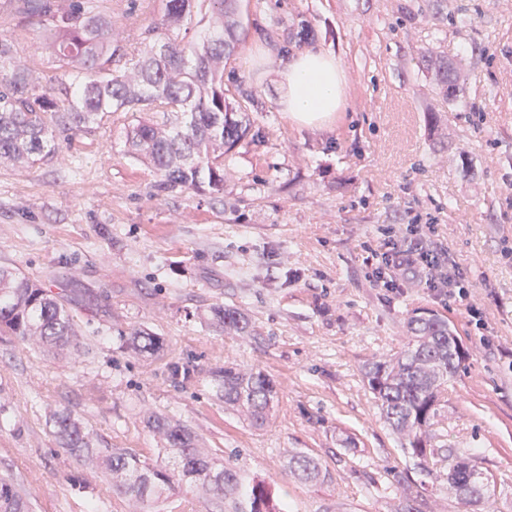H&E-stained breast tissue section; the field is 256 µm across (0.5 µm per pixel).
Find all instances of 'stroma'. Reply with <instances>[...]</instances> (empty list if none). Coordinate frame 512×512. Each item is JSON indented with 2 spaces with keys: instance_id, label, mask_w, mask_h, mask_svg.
I'll use <instances>...</instances> for the list:
<instances>
[{
  "instance_id": "1",
  "label": "stroma",
  "mask_w": 512,
  "mask_h": 512,
  "mask_svg": "<svg viewBox=\"0 0 512 512\" xmlns=\"http://www.w3.org/2000/svg\"><path fill=\"white\" fill-rule=\"evenodd\" d=\"M134 49L159 0H92ZM243 35L224 66L245 96L250 132L224 157V192L158 189L126 152L133 116L87 131L51 126L54 156L0 164V267L50 288L78 323L81 349H37L0 335V476L31 512H130L111 475L88 469L49 425L72 413L98 447L155 461L148 414L186 424L244 482L289 512H484L448 489V468L477 460L512 512V0H242ZM46 32L0 0V39L43 79L56 77ZM328 51L349 82L330 126L310 130L279 105L278 72ZM455 67L456 101L433 67ZM411 224L465 277L479 318L415 280L391 293L374 277L384 236L414 246ZM245 312L227 336L213 306ZM432 312L462 353L428 435L407 449L382 418L366 364L400 352L409 318ZM145 329L155 353L129 348ZM232 363L269 374L278 398L263 429L225 408L211 381ZM303 451L327 470L303 484ZM289 472L304 483H316L327 478V473L323 472L318 460L304 452H298L291 456Z\"/></svg>"
}]
</instances>
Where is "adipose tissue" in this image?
<instances>
[{
  "label": "adipose tissue",
  "mask_w": 512,
  "mask_h": 512,
  "mask_svg": "<svg viewBox=\"0 0 512 512\" xmlns=\"http://www.w3.org/2000/svg\"><path fill=\"white\" fill-rule=\"evenodd\" d=\"M346 84L347 75L334 54L306 52L281 71L279 104L297 125L316 130L341 110Z\"/></svg>",
  "instance_id": "obj_1"
}]
</instances>
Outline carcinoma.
<instances>
[{"mask_svg": "<svg viewBox=\"0 0 512 512\" xmlns=\"http://www.w3.org/2000/svg\"><path fill=\"white\" fill-rule=\"evenodd\" d=\"M25 13L48 23L46 49L60 70V81L44 85L32 70L13 67V45L0 39V160L25 167L55 151L51 122L61 112L77 129L98 123L109 112H161L166 120H140L126 134L128 153L150 164L163 189H200L224 193V154L246 137L248 115L224 90V62L236 51L243 30L240 0H161V18L147 26L132 51L112 41V23L89 5L71 0L57 11L52 0H22ZM124 62L120 68L115 64ZM439 97L456 100L460 89L439 68ZM213 320L231 336L253 328L240 309L218 305ZM0 333L24 343L58 350L77 343L73 315L62 300L37 282L0 267ZM409 342L392 358L365 368L381 416L408 441L412 453L427 456L426 438L440 397L460 368L461 353L448 320L435 314L412 317ZM130 345L154 352L160 338L134 329ZM224 407L244 413L261 428L277 396L276 385L260 370L226 365L212 373ZM60 444L83 456L95 469L112 475V489L133 512L164 492L184 485L238 501L236 512H288L267 508L262 485H245L230 468L217 464L187 427L150 415L147 423L163 443L165 462L153 464L121 448H98L93 436L65 411L51 415ZM289 472L299 481L327 478L318 460L298 452ZM448 487L466 503H483L494 512L491 481L477 462L448 469ZM0 512H29L13 481L0 478Z\"/></svg>", "mask_w": 512, "mask_h": 512, "instance_id": "carcinoma-1", "label": "carcinoma"}]
</instances>
